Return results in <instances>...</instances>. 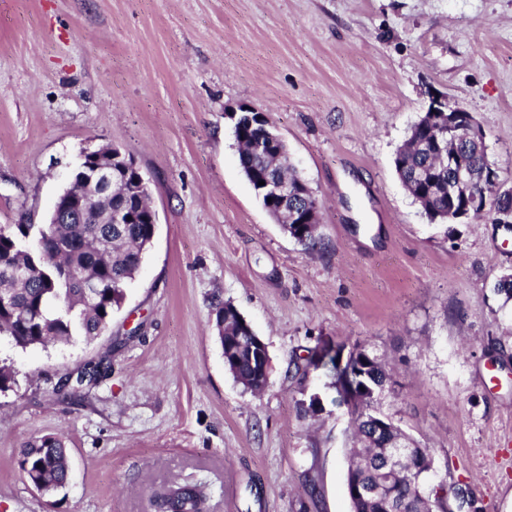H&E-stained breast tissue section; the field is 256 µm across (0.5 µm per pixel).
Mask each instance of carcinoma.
<instances>
[{"instance_id": "1", "label": "carcinoma", "mask_w": 512, "mask_h": 512, "mask_svg": "<svg viewBox=\"0 0 512 512\" xmlns=\"http://www.w3.org/2000/svg\"><path fill=\"white\" fill-rule=\"evenodd\" d=\"M261 126L244 123L233 133L241 169L249 179L263 206L282 222L288 235L307 250L317 248V225L299 227L290 223L291 210L319 212L314 193L297 187L299 177L288 158L277 150L261 157L248 151V142L260 134ZM457 151L475 173L480 197L486 209L503 210L499 186L483 178L493 168L484 142L464 139L456 124H448V114L425 112L412 125L405 142L397 150L393 164L406 190L430 220L448 219L453 202L448 197L452 172H432L435 139ZM285 177L296 193L282 208L277 201L268 202L260 181L269 173ZM126 205L136 213L132 224H94L74 218L67 224L0 225V293L9 298L0 302V337L10 338L21 348L68 344L78 337L99 335L112 321V311L124 299L127 283L138 272L147 250L153 225L146 222L142 200L134 195ZM96 281V296L89 298L78 276ZM503 296V304L512 301V275L506 274L493 285ZM216 323H225V340L253 335L252 327L242 323L240 313L229 302L215 307ZM336 402L345 405L351 416L354 445L349 449L346 493L351 512H448L447 490L440 484L430 493L423 491L425 476L432 468L428 449L406 434L391 419L371 410L372 391L390 388L393 382L383 363L364 344L356 343L346 358H329ZM102 362H89L80 371L77 384L89 387L102 376ZM232 377L244 390L262 392L269 377L257 374V365L241 354L230 365ZM406 438L412 443L410 457L394 462L391 443ZM70 457L65 437L34 439L21 453L18 464L31 477L45 476L63 486L67 482ZM358 485L381 488L378 496L361 500L353 495ZM157 512H204L207 495L198 485L164 486L153 494Z\"/></svg>"}]
</instances>
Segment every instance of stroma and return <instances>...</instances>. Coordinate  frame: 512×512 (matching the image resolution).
Masks as SVG:
<instances>
[{"mask_svg":"<svg viewBox=\"0 0 512 512\" xmlns=\"http://www.w3.org/2000/svg\"><path fill=\"white\" fill-rule=\"evenodd\" d=\"M435 91L512 187V0H0V225L46 223L82 151L112 142L159 217L106 331L0 338V512H153L154 487L196 482L206 512H351L350 417L317 354L357 342L388 364L375 406L428 448V485L512 512V305L493 291L512 229L432 223L393 167ZM241 105L315 192L318 251L256 199L226 116ZM225 301L267 345L261 395L224 367ZM99 360L96 386L54 393ZM57 435L71 471L48 498L18 460Z\"/></svg>","mask_w":512,"mask_h":512,"instance_id":"stroma-1","label":"stroma"}]
</instances>
